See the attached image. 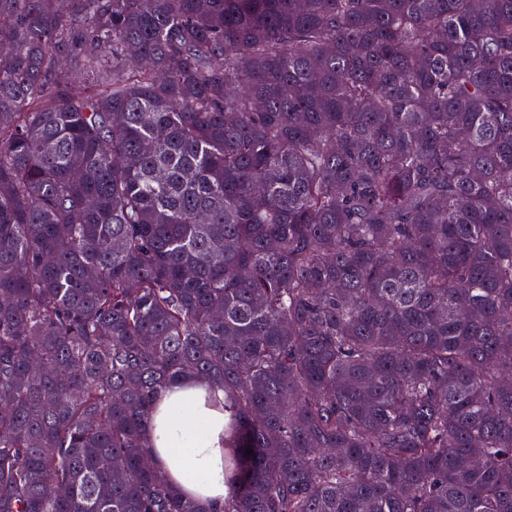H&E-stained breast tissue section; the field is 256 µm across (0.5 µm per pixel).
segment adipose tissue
<instances>
[{
  "instance_id": "adipose-tissue-1",
  "label": "adipose tissue",
  "mask_w": 512,
  "mask_h": 512,
  "mask_svg": "<svg viewBox=\"0 0 512 512\" xmlns=\"http://www.w3.org/2000/svg\"><path fill=\"white\" fill-rule=\"evenodd\" d=\"M216 397L212 385L201 380L169 385L146 424L152 463L206 512H223L227 493L224 412L212 407Z\"/></svg>"
}]
</instances>
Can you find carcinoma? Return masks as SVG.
<instances>
[{"label": "carcinoma", "mask_w": 512, "mask_h": 512, "mask_svg": "<svg viewBox=\"0 0 512 512\" xmlns=\"http://www.w3.org/2000/svg\"><path fill=\"white\" fill-rule=\"evenodd\" d=\"M189 377L224 512H512V0H0V512H201ZM213 390L211 384L197 379L163 388L146 424V451L174 486L208 512H222L227 493L224 408L216 409L211 402L224 400V393Z\"/></svg>", "instance_id": "obj_1"}]
</instances>
